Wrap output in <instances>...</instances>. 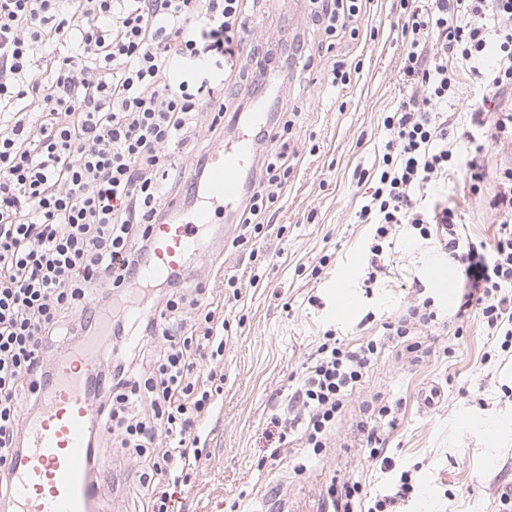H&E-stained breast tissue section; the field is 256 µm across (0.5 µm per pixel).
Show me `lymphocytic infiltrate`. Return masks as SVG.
Masks as SVG:
<instances>
[{
    "mask_svg": "<svg viewBox=\"0 0 512 512\" xmlns=\"http://www.w3.org/2000/svg\"><path fill=\"white\" fill-rule=\"evenodd\" d=\"M249 2L79 0L66 15L59 0H0V471L39 407L53 359L105 331L92 444L121 449L139 471L147 512H174L171 488L190 484L224 391V307L206 298L215 276L193 270L148 291L146 342L134 349L124 346L130 328L116 298L136 283L171 199L192 202L204 179L203 149L224 138V86L244 69L242 43L262 72H280ZM311 2L317 53L331 52L340 31L358 36L365 0ZM399 4L406 94L383 119L385 152L357 218L374 227L375 263L402 225L437 239L459 271L455 319L478 311L487 335L511 350L512 167L492 175L478 156L458 155L447 112L462 71L493 93L512 92V0ZM317 53H303L304 70L318 67ZM35 59L42 70H30ZM461 135L511 145L512 113L474 110ZM288 159L271 153L237 213L233 246L264 233ZM455 169L474 192L494 177L489 206L502 220L492 241L463 236L454 208L424 206ZM437 318L427 296L385 323L398 358L416 366L429 357L420 335ZM380 349L373 339L348 347L325 331L279 426L322 454Z\"/></svg>",
    "mask_w": 512,
    "mask_h": 512,
    "instance_id": "lymphocytic-infiltrate-1",
    "label": "lymphocytic infiltrate"
}]
</instances>
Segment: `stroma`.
Segmentation results:
<instances>
[{"label": "stroma", "instance_id": "stroma-1", "mask_svg": "<svg viewBox=\"0 0 512 512\" xmlns=\"http://www.w3.org/2000/svg\"><path fill=\"white\" fill-rule=\"evenodd\" d=\"M311 9L309 0H265L256 19L279 57L295 41L316 51ZM398 16L394 0H370L359 38H337V59L360 65L349 85L330 87L315 70L289 99L271 101L272 115L294 116L290 144L311 150L292 160L269 233L235 248V227L222 222L205 240L199 262L221 254V272L237 280L239 296L224 303V393L205 431L209 456L174 495L181 512H322L331 481L359 482L372 500L394 495L405 471L423 494L396 501L393 512H512L504 496L512 486V398L503 393L512 388V353L501 351L475 317L424 330L433 353L417 366L384 345L323 456L295 436L281 441L271 433L272 415L286 411L288 393L327 329L350 345L380 337L383 323L421 287L441 309L449 307L437 283L441 257L408 226L385 248L376 282L365 281L373 228L355 213L384 152L383 114L405 92ZM493 193L490 179L471 192L458 170L430 200L456 207L463 234L484 239L500 221L488 205ZM343 281L353 293L347 306L338 294ZM313 296L318 304H310ZM430 383L440 385L443 400L426 411L419 396ZM375 397L399 409L396 427L380 431L392 462L387 470L370 458L355 428L363 403ZM102 468V512H143L139 477L123 468L116 449Z\"/></svg>", "mask_w": 512, "mask_h": 512}]
</instances>
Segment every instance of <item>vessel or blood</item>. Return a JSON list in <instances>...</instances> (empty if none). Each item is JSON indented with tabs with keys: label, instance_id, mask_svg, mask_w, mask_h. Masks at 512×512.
I'll list each match as a JSON object with an SVG mask.
<instances>
[{
	"label": "vessel or blood",
	"instance_id": "1",
	"mask_svg": "<svg viewBox=\"0 0 512 512\" xmlns=\"http://www.w3.org/2000/svg\"><path fill=\"white\" fill-rule=\"evenodd\" d=\"M235 121L243 133L235 144L213 148L195 210L182 223L153 225V255L138 274L141 283L166 279L200 253L202 235L217 214L233 222L252 151L250 133L270 123L265 102L256 101L251 112L238 114ZM106 344L101 338L94 349L66 352L55 360L54 376L37 413L24 423L22 450L9 468L11 512H97L91 461L105 458L107 450L90 445L99 428V408L90 390L96 381L94 351Z\"/></svg>",
	"mask_w": 512,
	"mask_h": 512
}]
</instances>
